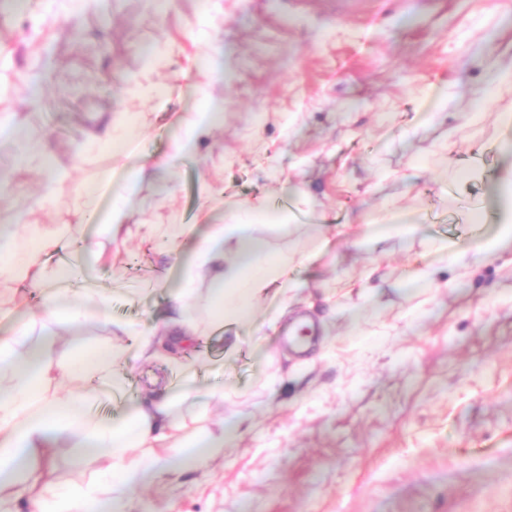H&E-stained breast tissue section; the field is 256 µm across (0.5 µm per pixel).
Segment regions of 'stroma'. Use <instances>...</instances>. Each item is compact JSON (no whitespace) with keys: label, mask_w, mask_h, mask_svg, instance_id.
I'll return each instance as SVG.
<instances>
[{"label":"stroma","mask_w":512,"mask_h":512,"mask_svg":"<svg viewBox=\"0 0 512 512\" xmlns=\"http://www.w3.org/2000/svg\"><path fill=\"white\" fill-rule=\"evenodd\" d=\"M507 14L512 0H0V124L17 130L0 137V224L91 237L88 206L106 212L125 177L101 140L108 117L129 119L144 169L128 223L286 217L256 230L295 261L286 314L263 300L250 323L214 325L199 269L186 303L199 336L180 362L137 359L116 326L171 336L193 239L104 243L93 276L109 320L76 340L36 326L61 361L123 351L125 401L93 397L97 420L191 388L219 396L203 420L180 406L188 431L239 424L203 470L118 493L120 512H512V250L463 279L435 251L490 230L488 193L512 169L499 119L512 81L485 80L512 69ZM216 104L223 125L175 153L182 116ZM102 465L58 448L44 468L88 484Z\"/></svg>","instance_id":"stroma-1"}]
</instances>
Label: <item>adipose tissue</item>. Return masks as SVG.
I'll return each instance as SVG.
<instances>
[{
    "label": "adipose tissue",
    "mask_w": 512,
    "mask_h": 512,
    "mask_svg": "<svg viewBox=\"0 0 512 512\" xmlns=\"http://www.w3.org/2000/svg\"><path fill=\"white\" fill-rule=\"evenodd\" d=\"M135 179V172H127L125 188L111 196L107 222L97 225L94 238L79 252L61 254L60 232L43 225H0V276L25 288L46 289L43 320L63 322L75 330L84 326L80 303L70 299L72 286L88 270L86 256H100L99 238L115 239L123 227L129 187ZM500 185L509 197L493 234L472 249H447L449 264L462 274H471L489 253L512 247V171ZM283 223V216L256 211L248 222L208 225L202 236L193 224L168 225L167 240L201 239L192 263L181 272L179 302L173 307L171 323L179 331V341H192L197 333L195 321L181 306L192 292L195 268L206 265L212 270L210 298L218 323L247 320L254 302L269 296L283 298L294 290L288 260L266 252L253 234L254 225L275 229ZM2 321L10 322L11 328L0 336V492L14 487L21 474L39 481L40 465L54 449H71L78 461L95 448L109 460L108 486L49 491L36 500L35 512H118L114 489L151 485L170 471H197L208 459L223 455L225 442L220 435L178 441L175 433L180 425L173 416V402L167 400L142 404L117 422L94 420L87 410L92 394L88 383L112 380L120 367L118 349L96 348L63 364L54 358L53 338L21 353V346H28L32 323L16 317L14 309L0 306ZM63 376L74 383L64 395L57 388Z\"/></svg>",
    "instance_id": "adipose-tissue-1"
}]
</instances>
